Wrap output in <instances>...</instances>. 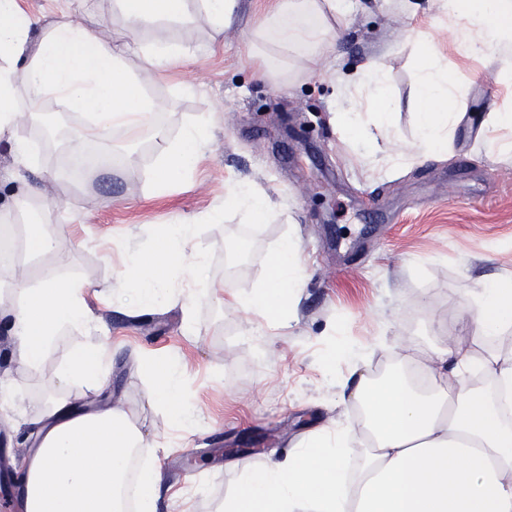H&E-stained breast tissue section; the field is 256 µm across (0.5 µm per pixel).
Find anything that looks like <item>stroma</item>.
<instances>
[{
  "label": "stroma",
  "instance_id": "obj_1",
  "mask_svg": "<svg viewBox=\"0 0 512 512\" xmlns=\"http://www.w3.org/2000/svg\"><path fill=\"white\" fill-rule=\"evenodd\" d=\"M277 2L242 0L238 23L215 46L209 21L193 10L132 32L116 0H24L43 25L71 15L96 26L125 49L144 93L163 107L154 121L165 139L149 129L134 137L115 129L94 140L104 156L115 146L133 147L135 162L117 176L101 165L77 177L67 172L83 121L55 98L43 101L53 127L25 111L17 129L35 145L39 169L51 174L43 203L67 256L63 271L91 284L99 296L93 307L112 329V400L138 417L148 438L167 443L156 463L168 483L190 492L163 512H222L241 475L301 432L343 418L361 427L357 411L337 405L323 360L347 338L369 344L381 335L420 350L470 340L474 326L458 321L465 293L512 274V160L485 151L480 135L491 107L512 109V55L497 48L458 54L437 0H349L336 22L342 36L334 54L312 63L296 54L284 72L259 79L247 45L259 16ZM170 40L190 43L195 54L163 78L142 68L140 48ZM433 48L448 66L463 117L447 151L416 159L415 88ZM376 60L387 71L393 105L384 134L403 155L395 169L331 121L334 111L370 100V91L344 85ZM186 80L198 95L179 94ZM203 115L212 133L205 158L158 192L153 166L166 140ZM237 178L254 182L282 211L256 234L251 259L235 268L224 264L225 238L240 230V217L200 235L199 245L215 252V289L202 302L195 336L184 335L174 305L139 317L107 310L103 301L123 267L120 238L135 247L174 215L193 219L222 205L225 181ZM287 238L307 269L298 305L278 324L232 307L233 297L263 284L273 250ZM150 353L181 364L202 431H177L166 412L148 406L149 381L133 359ZM67 357L64 349L49 354L32 376L11 361L0 335V373L16 387L10 407L28 406L53 386ZM21 452L0 423V512H20L11 461Z\"/></svg>",
  "mask_w": 512,
  "mask_h": 512
}]
</instances>
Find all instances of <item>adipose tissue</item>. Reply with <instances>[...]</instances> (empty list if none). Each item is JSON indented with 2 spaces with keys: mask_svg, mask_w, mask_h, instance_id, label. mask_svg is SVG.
Masks as SVG:
<instances>
[{
  "mask_svg": "<svg viewBox=\"0 0 512 512\" xmlns=\"http://www.w3.org/2000/svg\"><path fill=\"white\" fill-rule=\"evenodd\" d=\"M186 2L119 0L135 29L180 16ZM441 6L461 54L512 40V0H442ZM346 12L347 0H280L257 27L281 49L331 52L340 33L330 20ZM38 24L17 0H0V141L12 144L19 164L32 163L34 152L16 134L20 90L30 102L50 95L86 114L87 137L151 123L159 106L142 95L137 73L111 42L69 19L43 29L35 46L30 35ZM418 98L422 137L416 153L424 156L447 147L460 119L437 51L420 65ZM209 144L205 119L186 125L156 160L157 190L194 169ZM21 212L27 219L20 250L0 253L1 271L56 253L55 230L37 186L0 208V227L11 228ZM305 272L296 244L282 241L267 281L235 304L280 317ZM89 298L87 282L51 271L33 284L1 280L0 331L12 340L14 361L39 370L47 354L73 335L104 330ZM463 311L464 321L481 334L512 330V277L469 292ZM378 349L397 356L399 369L380 378L359 372L368 351ZM338 356L352 368L340 380L339 402L360 410L362 430L340 421L303 434L283 454L268 455L259 469L242 475L224 497V512H512V422L500 418L512 408V352L463 344L431 356H399L378 339L350 342ZM138 364L150 383V404L164 409L178 428L193 431L200 419L179 367L145 356ZM109 368L107 345L72 348L57 372L56 391L39 401L28 420L35 437L12 463L21 512H124L127 457L153 446L126 411L88 399V391L103 393ZM28 421L11 417L7 423L17 431Z\"/></svg>",
  "mask_w": 512,
  "mask_h": 512,
  "instance_id": "ef3b65f1",
  "label": "adipose tissue"
}]
</instances>
